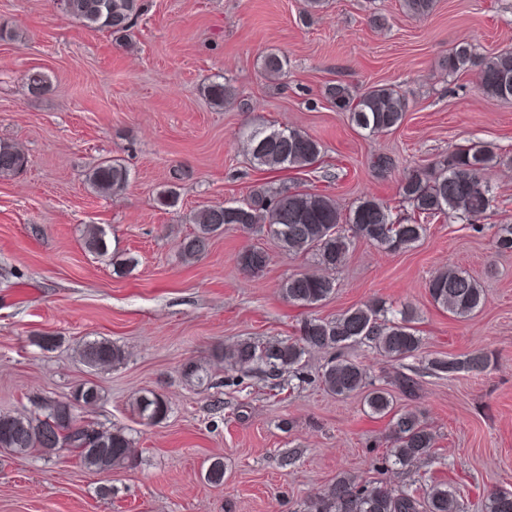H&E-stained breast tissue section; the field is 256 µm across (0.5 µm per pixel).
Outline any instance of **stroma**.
<instances>
[{
	"label": "stroma",
	"instance_id": "1",
	"mask_svg": "<svg viewBox=\"0 0 512 512\" xmlns=\"http://www.w3.org/2000/svg\"><path fill=\"white\" fill-rule=\"evenodd\" d=\"M384 18L371 24L372 16ZM0 139L18 144L26 169L0 178V411L39 417L43 405L80 384L99 390L87 418L124 431L132 467L98 474L68 450L21 456L0 448V512H309L337 475L400 487L414 479L453 485L466 512L487 493L512 490V253L494 248L496 225L512 224V165L492 176V203L478 222H437L400 251L359 240L337 274L334 295L307 309L285 300L281 283L314 271L308 255L280 250L265 233L225 228L194 262L178 253L190 215L239 204L272 187L331 196L342 209L370 196L397 206L402 172L431 167L460 146L480 143L512 158V101L487 96L475 72L448 74L462 42L478 56L512 50V0H436L424 17L399 0H328L314 19L303 0H142L128 44L86 28L52 0H0ZM269 52L288 73L267 77ZM48 83L31 90L28 76ZM237 93L228 107L203 95L214 81ZM343 81L388 85L407 99L402 124L376 135L358 129L324 97ZM301 130L322 145L308 169L263 171L248 159L241 131ZM392 157L394 169L377 168ZM104 160L130 170L119 196L95 194L86 175ZM180 199L156 201L164 186ZM106 232L108 253L84 245L87 226ZM266 251L265 268L238 259ZM135 257V268L124 267ZM456 267L478 279L482 307L461 319L434 304L428 282ZM380 301L415 310L420 350L404 362L416 411L436 444L411 466H383L394 446L388 418L359 394L338 399L312 384L326 356L307 355L281 392L256 375L228 384L216 347L296 336L307 316L333 318ZM52 344H45V337ZM106 339L122 364L87 367L77 341ZM488 355L480 375L434 372L435 359ZM210 364L214 386L187 381L186 364ZM163 394L167 420L141 424L140 391ZM293 464H286V457ZM224 482L207 481L212 461Z\"/></svg>",
	"mask_w": 512,
	"mask_h": 512
}]
</instances>
